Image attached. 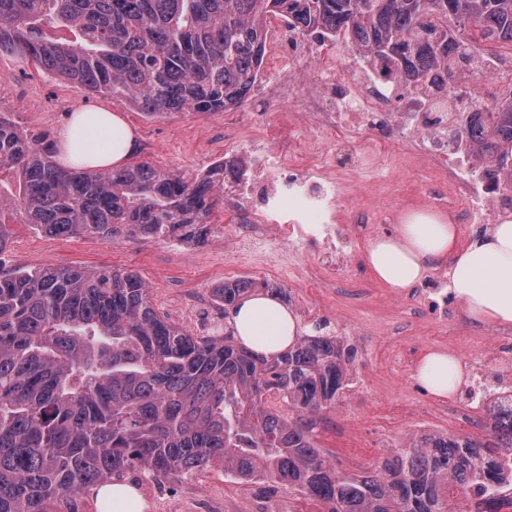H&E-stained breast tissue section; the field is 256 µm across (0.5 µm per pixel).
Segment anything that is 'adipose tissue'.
<instances>
[{
  "label": "adipose tissue",
  "mask_w": 512,
  "mask_h": 512,
  "mask_svg": "<svg viewBox=\"0 0 512 512\" xmlns=\"http://www.w3.org/2000/svg\"><path fill=\"white\" fill-rule=\"evenodd\" d=\"M58 147L63 166L117 167L133 152L134 136L121 116L85 106L60 130ZM364 261L378 282L398 292L418 284L431 266L447 265L448 287L473 319L512 325V220L464 241L449 218L414 213L395 235L371 240ZM231 323L238 342L262 355L287 349L299 334L297 318L265 294L242 298ZM415 375L432 394L446 398L463 385L466 369L458 356L432 350Z\"/></svg>",
  "instance_id": "adipose-tissue-1"
}]
</instances>
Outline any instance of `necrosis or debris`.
<instances>
[{
	"mask_svg": "<svg viewBox=\"0 0 512 512\" xmlns=\"http://www.w3.org/2000/svg\"><path fill=\"white\" fill-rule=\"evenodd\" d=\"M281 40L288 52L321 62L322 75L299 85L294 80L265 85L264 92L298 110L318 134V144L306 151L278 153L258 135L241 140L238 152L247 166L224 165V196L247 201L246 220L232 236L236 249L259 252L271 237L314 250L325 270L341 269L352 244V234L337 227L341 182L335 177L342 159L361 163L358 155L344 156L349 135H370L375 141L408 143L417 157L427 160L452 191L450 207L462 224L479 211L484 224H497L512 214V177L477 155L476 145L463 124L472 113L490 119L498 104L512 100V84L501 83V57L480 45L470 48L474 64L468 77L443 88L429 83L407 84L384 77L379 63L359 57L352 66L324 60L322 42L283 26ZM470 381L450 414L477 429L481 417L469 404L478 395L492 407L512 395V349L502 347L491 357L478 356L469 364Z\"/></svg>",
	"mask_w": 512,
	"mask_h": 512,
	"instance_id": "4bbe7bcc",
	"label": "necrosis or debris"
}]
</instances>
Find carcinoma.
Listing matches in <instances>:
<instances>
[{"label":"carcinoma","instance_id":"obj_1","mask_svg":"<svg viewBox=\"0 0 512 512\" xmlns=\"http://www.w3.org/2000/svg\"><path fill=\"white\" fill-rule=\"evenodd\" d=\"M272 17L345 38L405 82L467 62L451 19L471 25L474 42L512 45V0H0V53L149 118L224 112L254 92ZM467 130L512 172L511 108ZM56 155L49 135L0 116V178H20L18 198L0 200V250L17 222L59 237L204 243L224 198L222 160L191 177L147 161L64 168ZM258 287L281 293L248 279L214 292L227 314ZM354 355L323 334L269 357L231 329L194 336L131 271L0 270V512H48L60 498L77 512L132 469L160 480L217 468L243 486L264 477L327 512H452L458 497L468 512H499L512 500L511 398L492 408L493 443L421 433L370 474L332 465L310 416L336 402Z\"/></svg>","mask_w":512,"mask_h":512}]
</instances>
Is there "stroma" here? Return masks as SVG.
<instances>
[{
  "instance_id": "obj_1",
  "label": "stroma",
  "mask_w": 512,
  "mask_h": 512,
  "mask_svg": "<svg viewBox=\"0 0 512 512\" xmlns=\"http://www.w3.org/2000/svg\"><path fill=\"white\" fill-rule=\"evenodd\" d=\"M281 19H271L261 77L264 80L296 78L310 83L320 76L316 63L289 59L275 35ZM96 104L120 113L133 129L135 150L130 159L148 161L189 175L204 173L213 163L232 158L243 133L241 117L251 114L256 128L268 132L273 148L315 147L313 130H304L296 141L288 139L290 111L277 103L259 111L257 99L224 112L177 114L151 119L127 100L99 97L24 64L10 54L0 55V114L23 130L58 134L71 112ZM392 143L375 156L367 170L344 169L342 181L347 201L340 222L357 226L351 255L362 272L355 277H329L315 252L295 250L286 240L270 241L262 258L280 274L281 302L299 319L304 334L312 335L320 323L349 321L357 334L348 341L356 356L349 369L363 381L362 389L343 391L335 405L317 416L314 434L328 460L348 471H370L417 429L409 411L427 410L430 433L466 434V427L448 417L447 400L431 395L416 379L412 367L434 348L461 359L485 354L497 343H512V327L488 325L471 318L457 306L446 321L416 310L409 296L381 286L364 269L368 243L393 234L407 214L416 210L447 213V182L431 177L422 160L406 166L390 164L401 153ZM237 211L224 204L212 215L211 233L205 243L173 239L120 236L105 241L88 237L58 238L27 224L13 227L6 248L0 251V269L33 270L58 266L115 268L137 273L150 289L160 313L197 336H220L228 324L213 290L228 279H248L249 261L238 259L231 241ZM409 361L406 373H396L393 362ZM126 482L136 484L146 503L144 512H251L253 501L263 495L276 499L282 512H319V505L287 485L265 482L242 486L223 472L206 470L192 476L155 481L133 471Z\"/></svg>"
}]
</instances>
